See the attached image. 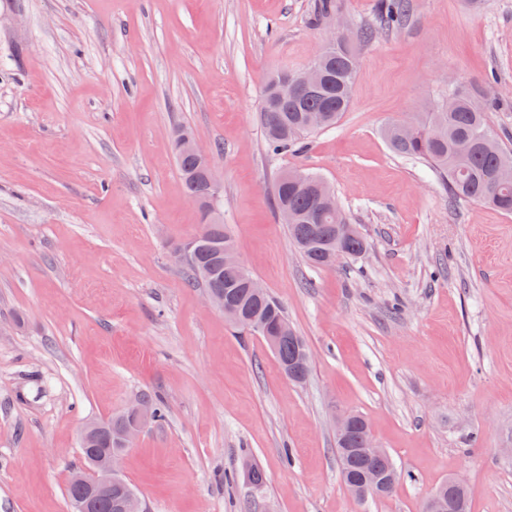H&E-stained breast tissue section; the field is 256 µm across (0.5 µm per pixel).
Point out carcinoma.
Masks as SVG:
<instances>
[{
    "mask_svg": "<svg viewBox=\"0 0 512 512\" xmlns=\"http://www.w3.org/2000/svg\"><path fill=\"white\" fill-rule=\"evenodd\" d=\"M376 11L379 27L387 29L400 23L409 15L407 0H377ZM326 75L325 86L312 94L288 103L273 111H260L259 119L265 134L268 151L273 155L300 153L307 146V139L315 130L306 125V114H326L324 128L329 129L350 107V90L354 85L358 58L352 41L336 40L326 46L318 56ZM494 102H482L460 83L448 86L442 99L432 111L424 112L414 124V133L403 134L397 122L383 129V137L397 155L428 164L447 183L451 196L465 201H477L512 214V151L507 149L500 136L486 122V113ZM181 179L188 197L197 204L201 224L194 237L179 243L175 252L190 249L191 262L184 266L188 284L205 288L224 297V305L239 314L242 319L253 318L274 330L288 317L282 306L271 296H257L247 285L248 270L239 271L224 264V243L232 240L226 224L215 219L209 207L207 192L201 175L202 164L191 156H176ZM308 188L295 187L282 178L275 179L272 187L273 208L288 207L296 216L287 225L295 247L313 268L325 267L324 255L341 248L348 256L365 251L366 241L355 230L348 235L340 234L336 225L349 220L340 207L333 215L319 209V199L312 187L322 177L306 171H298ZM277 355L282 370L291 367L303 378H308L310 366L306 362L309 349L302 337L292 333L281 338ZM131 422L128 416L118 415L102 422V452H121L120 435ZM369 430L365 419H360L348 433L344 442L336 443V454L342 474L358 477L366 471L383 476L396 467L389 456L363 460L355 449L360 447ZM131 485L126 480L112 484V495H100L93 499L89 512H121L124 494ZM445 503L443 512H469L467 490L448 489L443 482L431 494Z\"/></svg>",
    "mask_w": 512,
    "mask_h": 512,
    "instance_id": "carcinoma-1",
    "label": "carcinoma"
}]
</instances>
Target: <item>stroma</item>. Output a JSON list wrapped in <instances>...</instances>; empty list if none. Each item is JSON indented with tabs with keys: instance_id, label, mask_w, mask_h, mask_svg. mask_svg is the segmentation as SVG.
<instances>
[{
	"instance_id": "35a3bbf8",
	"label": "stroma",
	"mask_w": 512,
	"mask_h": 512,
	"mask_svg": "<svg viewBox=\"0 0 512 512\" xmlns=\"http://www.w3.org/2000/svg\"><path fill=\"white\" fill-rule=\"evenodd\" d=\"M317 6L0 0V512H69L81 429L143 394L166 416L122 474L147 512H422L452 476L470 512H512V215L453 198L380 135L452 79L495 100L489 126L512 141V0H410L403 26L358 44L336 127L275 156L264 80L318 55ZM180 125L221 147L223 220L307 343L305 383L186 282L174 248L200 213ZM293 167L334 186L363 253L304 263L271 199ZM340 412L392 458L389 496L350 497Z\"/></svg>"
}]
</instances>
